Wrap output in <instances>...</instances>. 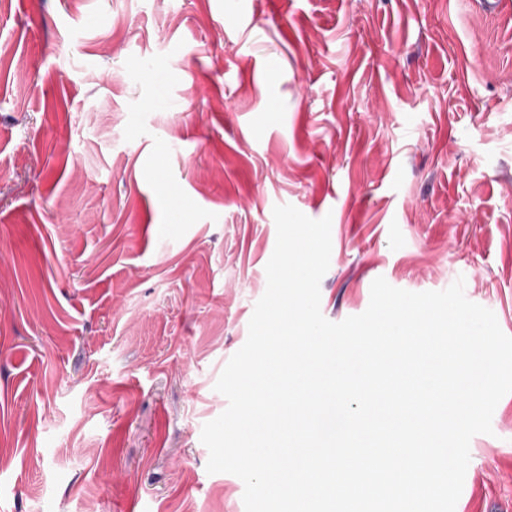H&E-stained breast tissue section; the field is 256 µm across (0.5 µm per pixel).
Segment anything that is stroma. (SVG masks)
Masks as SVG:
<instances>
[{
    "label": "stroma",
    "instance_id": "35a3bbf8",
    "mask_svg": "<svg viewBox=\"0 0 512 512\" xmlns=\"http://www.w3.org/2000/svg\"><path fill=\"white\" fill-rule=\"evenodd\" d=\"M284 204L328 320L461 277L512 336V0H0V512H245L201 431Z\"/></svg>",
    "mask_w": 512,
    "mask_h": 512
}]
</instances>
